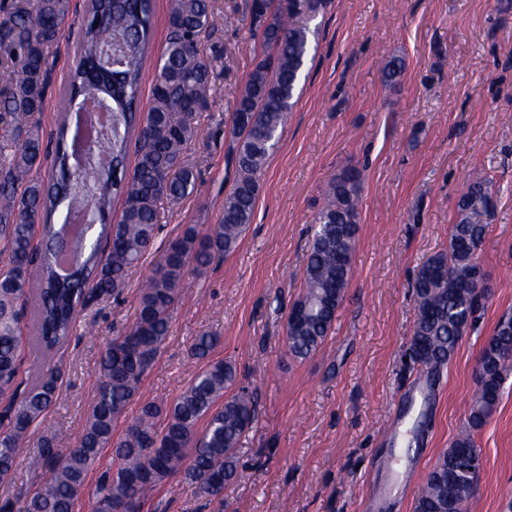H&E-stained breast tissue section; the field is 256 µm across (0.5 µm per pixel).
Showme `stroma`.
<instances>
[{
	"label": "stroma",
	"mask_w": 512,
	"mask_h": 512,
	"mask_svg": "<svg viewBox=\"0 0 512 512\" xmlns=\"http://www.w3.org/2000/svg\"><path fill=\"white\" fill-rule=\"evenodd\" d=\"M215 28L202 41L214 73L187 159L198 172L179 208L160 204L153 247L130 269L119 297L84 310L69 343L26 353L19 378L58 368L59 394L32 432L0 499L46 476L43 436L73 447L99 382L101 350L127 331L147 277L190 224L217 223L232 187L235 100L258 61L249 0H212ZM81 15L54 52L42 124L55 129ZM277 148L260 175L251 224L238 249L187 276L171 332L125 412L121 437L149 402L167 406L202 361L196 336L216 338L212 359L233 360L256 400L243 437V478L224 487V512H413L419 485L466 425L480 351L512 314V0H332ZM400 57L397 84L381 69ZM361 176L360 229L352 275L333 329L309 359L286 346L288 313L302 283L313 225L328 183ZM492 185L494 207L478 261L488 291L477 321L436 381L407 362L414 280L448 250L449 229L469 181ZM480 468L467 512H512V375L496 412L475 435ZM142 512H205L181 479L146 491Z\"/></svg>",
	"instance_id": "obj_1"
}]
</instances>
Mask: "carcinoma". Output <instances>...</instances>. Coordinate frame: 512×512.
<instances>
[{"instance_id":"1","label":"carcinoma","mask_w":512,"mask_h":512,"mask_svg":"<svg viewBox=\"0 0 512 512\" xmlns=\"http://www.w3.org/2000/svg\"><path fill=\"white\" fill-rule=\"evenodd\" d=\"M73 0H15L0 22V60L11 65L0 91V119L15 142L0 164V242L6 254L0 269V396L11 406L0 427V483L9 481L28 446L31 429L57 398L53 371L26 385L18 382L21 352L29 343L45 355L65 346L80 311L94 299L122 294L128 270L152 246L158 203L178 206L195 189L196 172L186 158L195 135L190 123L203 108L211 70L201 53L202 36L215 17L211 0H171L168 34L160 55L150 61L153 0H88L77 43V60L59 108L53 159L60 178H43L49 147L41 117L50 88L49 52L59 44ZM330 0H250L254 30L264 50L240 90L232 114L236 178L216 224L188 225L171 241L138 298L132 328L100 355L101 379L85 426L65 455L54 452L55 436L42 439L50 475L20 501L5 500L0 512H74L100 451L113 447L114 467L99 477L93 512H142V494L180 477L213 512H224V485L242 477L236 449L253 422L255 400L232 388L238 379L232 360L212 362L215 338L202 334L192 355L207 361L171 404H145L112 442L113 423L169 336L172 311L189 274H201L234 253L251 223L259 175L278 144L311 51L312 22ZM154 65L155 80L145 118H139L142 75ZM404 63L387 61L382 77L394 83ZM92 98L112 106V123L93 127L81 148L68 142L73 122L70 101ZM136 138L132 171L126 169L131 138ZM360 174L347 169L334 178L293 308L302 318L287 322L290 356L304 361L325 342L336 321L352 274L359 231ZM123 209L108 222L115 198ZM65 214L51 223L59 206ZM493 205L491 182H470L457 204L448 252L428 258L414 284L416 312L410 358L430 377L452 359L464 331L475 322L485 298L477 284L485 273L477 251ZM93 211L100 230L87 231ZM47 240L74 236L65 254L39 253L37 234ZM512 374V317L501 319L479 358L477 388L468 406V427L428 473L414 512H462L472 495L478 455L474 435L496 411L501 386ZM163 425H157L158 418Z\"/></svg>"}]
</instances>
